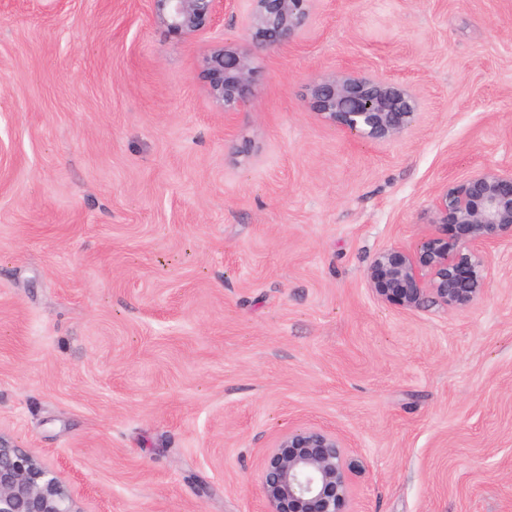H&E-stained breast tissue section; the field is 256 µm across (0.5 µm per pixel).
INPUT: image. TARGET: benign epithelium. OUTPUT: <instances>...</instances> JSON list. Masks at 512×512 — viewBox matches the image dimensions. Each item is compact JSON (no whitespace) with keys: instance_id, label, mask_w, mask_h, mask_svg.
<instances>
[{"instance_id":"1","label":"benign epithelium","mask_w":512,"mask_h":512,"mask_svg":"<svg viewBox=\"0 0 512 512\" xmlns=\"http://www.w3.org/2000/svg\"><path fill=\"white\" fill-rule=\"evenodd\" d=\"M233 0H150L153 20L184 37L206 34ZM251 45L218 42L199 76L225 112L250 102L258 81L255 51L296 41L312 0H248ZM311 106L349 138L387 142L414 123V94L391 79L345 68L309 88ZM433 226L456 224L458 236L430 232L413 246L391 245L373 257L366 280L374 298L414 310L430 303L464 307L485 290L492 253L512 245V170H480L449 183L433 201ZM354 463L343 439L314 426L282 435L266 454L261 489L266 512H346ZM0 512H83L68 487L37 457L0 437Z\"/></svg>"}]
</instances>
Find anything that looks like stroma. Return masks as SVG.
<instances>
[{"label": "stroma", "mask_w": 512, "mask_h": 512, "mask_svg": "<svg viewBox=\"0 0 512 512\" xmlns=\"http://www.w3.org/2000/svg\"><path fill=\"white\" fill-rule=\"evenodd\" d=\"M0 0V436L84 512H265L288 428L360 463L348 512H512V246L472 304L377 301L448 182L512 169V0H314L225 116L198 77L237 0L176 36L150 0ZM408 86L400 138L309 103ZM311 106L327 124L349 138L387 142L414 123V94L391 79L366 76L351 68L337 70L312 82Z\"/></svg>", "instance_id": "35a3bbf8"}]
</instances>
